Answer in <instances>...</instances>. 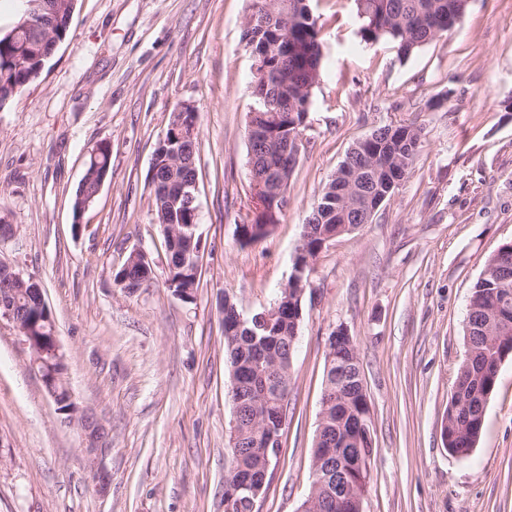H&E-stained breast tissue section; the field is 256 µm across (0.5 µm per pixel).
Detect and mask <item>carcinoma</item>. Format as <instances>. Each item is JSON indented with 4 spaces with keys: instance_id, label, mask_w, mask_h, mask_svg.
<instances>
[{
    "instance_id": "obj_1",
    "label": "carcinoma",
    "mask_w": 512,
    "mask_h": 512,
    "mask_svg": "<svg viewBox=\"0 0 512 512\" xmlns=\"http://www.w3.org/2000/svg\"><path fill=\"white\" fill-rule=\"evenodd\" d=\"M360 20L362 41L375 44L387 41L403 59L424 45L448 33V14L462 7V0H353ZM296 33L305 48V62L288 63L283 48L289 34ZM243 38L251 47L261 66L253 74L252 89L257 92V113L279 117L282 136L294 130L295 122L307 118L310 96L320 78L322 45L318 18L305 0H255ZM44 32L31 28L19 40L0 38V108L11 103L40 77L39 52L45 47ZM392 136L384 147L374 145L377 160L356 149H349L336 172L320 192L319 208L311 210L303 224L300 248L311 257L320 252L325 236L338 230L339 215L350 206L369 200L370 205L386 202L394 192L387 183L392 176L401 181L413 168L422 143V128L415 123L387 125ZM111 149L99 144L89 155L84 175L76 193L74 206L81 201L95 202L99 175L110 170ZM277 149L267 145L255 151L251 168L252 183L258 199H265L260 184L268 170L278 166ZM157 224L173 267L168 280L183 290L186 302L192 301L199 286V256L184 257L180 244L170 238L166 225L177 229L197 220L191 209L174 205L157 194L153 198ZM271 225L258 219L243 225V241L255 242L266 237ZM152 269L139 262H125L115 278L126 280L124 288L136 290L151 280ZM512 294V242L502 244L488 259L482 276L476 282L469 300L466 317L468 352L459 366L448 402L443 426L446 447L458 455L468 454L479 439L485 418L488 396L498 378V368L504 352L512 349V309L504 312L497 307L502 291ZM25 324L44 348H51V312L37 310L29 289H17ZM254 322L248 321L242 330L224 338L227 366L237 367L241 397L249 416L240 425L243 449L230 459L224 481L236 477L258 478L266 466V452L252 446L255 423L253 417L264 416L267 404L277 386L288 388L292 375L288 360V345L295 337L292 317L278 318L259 337L250 335ZM333 363L347 375L349 384L332 389L331 373L325 375L323 397L335 399L328 408V425L336 428V445L325 442L313 449L322 464L336 459L343 452L342 441L358 433L357 414L364 404L363 383L356 342L342 336L330 345ZM307 512H353L351 502L341 497L329 503L319 501V507Z\"/></svg>"
}]
</instances>
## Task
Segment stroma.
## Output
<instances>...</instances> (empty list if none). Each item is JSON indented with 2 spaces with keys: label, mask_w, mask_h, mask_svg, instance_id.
Here are the masks:
<instances>
[{
  "label": "stroma",
  "mask_w": 512,
  "mask_h": 512,
  "mask_svg": "<svg viewBox=\"0 0 512 512\" xmlns=\"http://www.w3.org/2000/svg\"><path fill=\"white\" fill-rule=\"evenodd\" d=\"M251 0H76L41 77L0 109V262L42 287L89 450L59 414L31 352L0 320V512H224L233 405L222 295L272 306L293 272L305 217L347 150L373 130L424 129L411 173L371 223L314 262L301 303L281 448L255 512H298L310 492L328 338L357 342L376 453L363 512H512V358L468 455L442 424L465 358L471 290L512 241V0H470L448 34L399 58L364 44L352 0H310L323 42L304 154L266 238L242 243L259 205L246 125L256 106L243 33ZM199 128L193 301L167 286L151 163L170 112ZM109 144L88 210L84 163ZM152 262L134 292L114 281L129 253Z\"/></svg>",
  "instance_id": "stroma-1"
}]
</instances>
